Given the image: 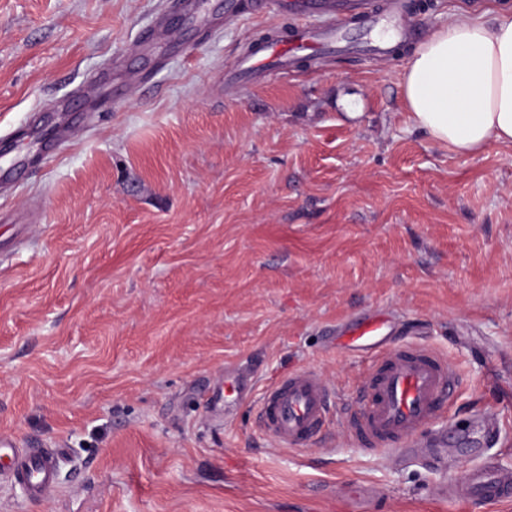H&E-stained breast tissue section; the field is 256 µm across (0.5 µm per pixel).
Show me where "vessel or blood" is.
Segmentation results:
<instances>
[{
	"mask_svg": "<svg viewBox=\"0 0 512 512\" xmlns=\"http://www.w3.org/2000/svg\"><path fill=\"white\" fill-rule=\"evenodd\" d=\"M271 4L297 16L299 26L285 36L270 34L236 61L235 72L266 70L285 75L297 56L325 58L348 47L384 53L413 25L394 6H378L373 0L260 2L264 8ZM355 17L363 18L361 28H352ZM386 324L385 315L373 314L338 326L339 347L362 348L372 358L362 396L348 411L345 424L353 438L409 458L417 449L442 446L441 436L430 437L426 431L450 400L459 377L440 355L396 343L386 332ZM259 418L264 433L281 447L311 446L332 421L329 389L314 370L289 371L263 390ZM55 469L52 450L21 451L11 437L0 435L1 478L40 497L53 485ZM438 494L468 502L508 503L512 501V472L482 463L467 470L459 483L441 486Z\"/></svg>",
	"mask_w": 512,
	"mask_h": 512,
	"instance_id": "1",
	"label": "vessel or blood"
}]
</instances>
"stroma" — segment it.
Wrapping results in <instances>:
<instances>
[{"label": "stroma", "mask_w": 512, "mask_h": 512, "mask_svg": "<svg viewBox=\"0 0 512 512\" xmlns=\"http://www.w3.org/2000/svg\"><path fill=\"white\" fill-rule=\"evenodd\" d=\"M161 15L176 37L142 55ZM291 23L0 0V170L23 174L0 188V434L58 457L39 498L0 480V512H512L435 495L512 471V147L461 157L415 129L404 50L225 83ZM365 313L456 370L430 426L447 469L338 421L307 448L263 433L288 370L357 400L368 361L332 338Z\"/></svg>", "instance_id": "35a3bbf8"}]
</instances>
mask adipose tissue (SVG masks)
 Returning a JSON list of instances; mask_svg holds the SVG:
<instances>
[{
  "instance_id": "adipose-tissue-1",
  "label": "adipose tissue",
  "mask_w": 512,
  "mask_h": 512,
  "mask_svg": "<svg viewBox=\"0 0 512 512\" xmlns=\"http://www.w3.org/2000/svg\"><path fill=\"white\" fill-rule=\"evenodd\" d=\"M401 94L413 126L457 155L512 146V0L449 12L414 45Z\"/></svg>"
}]
</instances>
